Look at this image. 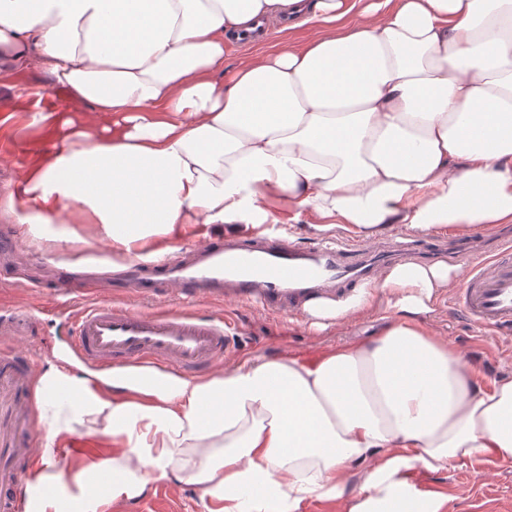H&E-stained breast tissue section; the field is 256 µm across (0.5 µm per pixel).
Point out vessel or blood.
Listing matches in <instances>:
<instances>
[{
	"instance_id": "obj_1",
	"label": "vessel or blood",
	"mask_w": 512,
	"mask_h": 512,
	"mask_svg": "<svg viewBox=\"0 0 512 512\" xmlns=\"http://www.w3.org/2000/svg\"><path fill=\"white\" fill-rule=\"evenodd\" d=\"M404 250L401 244L367 249L340 241L302 245L258 237L218 239L164 261L131 265L121 278L145 297L169 291L220 302L229 295L279 310L316 292L355 290L382 266L399 261ZM54 288L83 302L73 316L71 350L87 366L172 365L191 372L223 359L234 344L236 325L220 317L133 311L98 299L92 284H75L65 270ZM448 304L483 329L512 330V240L497 239L488 254L471 260L466 281L453 289ZM31 455L25 446L0 447V512H23L27 493L20 468Z\"/></svg>"
}]
</instances>
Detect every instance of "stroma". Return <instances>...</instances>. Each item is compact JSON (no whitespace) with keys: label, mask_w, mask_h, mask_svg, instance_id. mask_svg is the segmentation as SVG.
<instances>
[{"label":"stroma","mask_w":512,"mask_h":512,"mask_svg":"<svg viewBox=\"0 0 512 512\" xmlns=\"http://www.w3.org/2000/svg\"><path fill=\"white\" fill-rule=\"evenodd\" d=\"M43 87L37 72L0 69V114L13 113L7 124L9 134L31 141L40 129L32 122L42 106L36 94ZM105 245L89 248H55L25 241L23 253L32 270L48 274L56 259L75 260L107 254ZM53 300L47 286H33L19 277L0 284V346L6 348L0 362V445L27 442L39 447L44 429L33 403L26 399L31 385L50 365L71 358L68 323L49 315ZM176 298L137 300L138 310L178 308ZM187 309L205 315H231L244 325V337L236 350L226 356L232 364L256 354L276 356L300 352L317 345L361 341L380 327L378 313L352 317L323 336L313 335L303 315H279L258 305L236 302L209 304L187 302ZM436 337L461 352L476 365L486 379L512 377V332H491L470 323L448 308L447 296H440L425 322ZM432 489L448 496L447 512H512V466L504 461H476L466 466H450L431 475ZM113 512H201L199 493L190 485L173 489L159 485L136 502L114 508Z\"/></svg>","instance_id":"35a3bbf8"}]
</instances>
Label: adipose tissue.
Listing matches in <instances>:
<instances>
[{"instance_id":"obj_1","label":"adipose tissue","mask_w":512,"mask_h":512,"mask_svg":"<svg viewBox=\"0 0 512 512\" xmlns=\"http://www.w3.org/2000/svg\"><path fill=\"white\" fill-rule=\"evenodd\" d=\"M314 35L229 62L270 21ZM63 86L48 147L0 219L41 241L159 258L217 230L304 222L369 237L512 223V0H0V68ZM439 260L304 304L316 330L386 304L369 339L203 376L37 378L45 435L25 512H108L157 483L203 512H447L423 476L512 459V377L423 326L459 287ZM102 454L76 445L81 427Z\"/></svg>"}]
</instances>
